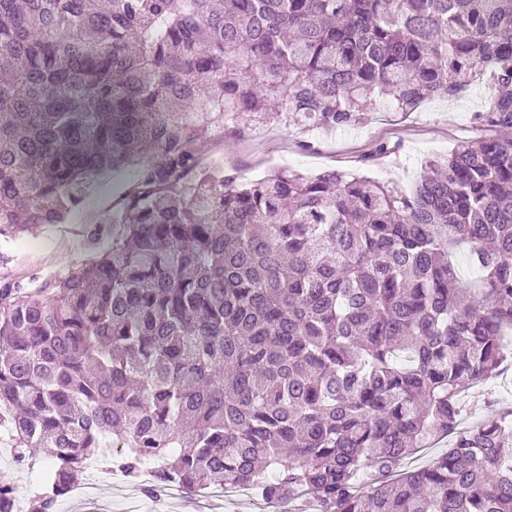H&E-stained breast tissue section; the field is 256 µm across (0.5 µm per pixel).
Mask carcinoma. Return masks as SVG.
<instances>
[{
  "label": "carcinoma",
  "mask_w": 512,
  "mask_h": 512,
  "mask_svg": "<svg viewBox=\"0 0 512 512\" xmlns=\"http://www.w3.org/2000/svg\"><path fill=\"white\" fill-rule=\"evenodd\" d=\"M483 69L479 118L512 130V0H0V238L139 166L89 230L106 247L46 296L0 284V409L12 447L51 456L32 512L115 452L162 486L320 512H512V412L458 430L512 357V137L427 161L408 192L202 160L206 128L347 127ZM365 466L386 480L361 493ZM451 262L459 277V280L465 284H472L480 279L481 272L472 261L470 251L467 247L460 248L451 257ZM453 440L454 437L439 438L431 440L422 448H418L400 462V473L417 471L427 467L434 458L451 448Z\"/></svg>",
  "instance_id": "cac0c4a2"
}]
</instances>
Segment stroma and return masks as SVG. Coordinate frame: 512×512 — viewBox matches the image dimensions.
Segmentation results:
<instances>
[{
    "label": "stroma",
    "instance_id": "stroma-1",
    "mask_svg": "<svg viewBox=\"0 0 512 512\" xmlns=\"http://www.w3.org/2000/svg\"><path fill=\"white\" fill-rule=\"evenodd\" d=\"M489 87L484 74L459 95L426 101L414 112L396 111L389 99L379 98L360 123L345 128L275 119L238 130L213 129L206 139L225 170L246 178L287 167L305 175L335 170L407 188L418 180L427 160L448 155L466 141L492 135V128L477 118L487 104ZM379 142L395 146V153L362 164V157ZM137 174L132 167L102 176L84 208L70 213L64 223L40 226L7 242L0 240V281L20 279L28 287L39 288L73 270L94 246L88 235L92 216L111 206ZM462 405L460 427L464 430L512 409V360L503 364L497 377L469 390ZM6 436V429L0 427V482L30 494L41 490L48 464L45 451L30 448L25 459H18ZM92 483L91 502L76 504L62 496L56 512H98L103 505L112 512H126L131 500L139 512H157L154 494L140 478L120 471L114 460L103 461ZM221 506L222 512H316L315 502L308 499L276 506L243 488L225 489Z\"/></svg>",
    "mask_w": 512,
    "mask_h": 512
}]
</instances>
